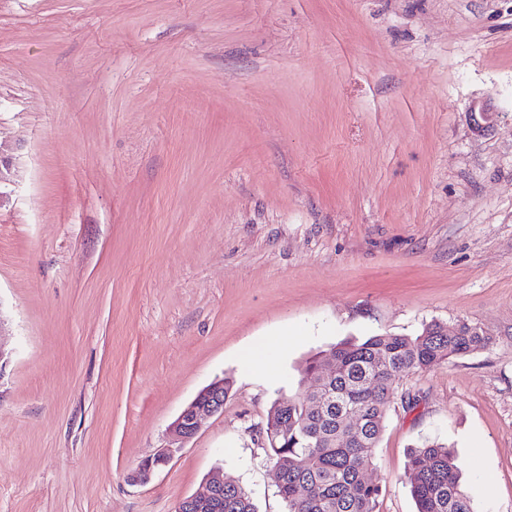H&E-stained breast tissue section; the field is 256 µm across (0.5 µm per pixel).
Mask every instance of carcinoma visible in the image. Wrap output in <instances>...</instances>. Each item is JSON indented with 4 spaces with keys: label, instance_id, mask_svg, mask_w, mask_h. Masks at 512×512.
Masks as SVG:
<instances>
[{
    "label": "carcinoma",
    "instance_id": "1",
    "mask_svg": "<svg viewBox=\"0 0 512 512\" xmlns=\"http://www.w3.org/2000/svg\"><path fill=\"white\" fill-rule=\"evenodd\" d=\"M457 325L455 336L448 335V325L431 323L414 337L378 334L341 342L306 364L309 375L336 361L323 385V396L336 413L319 411L310 396L278 400L268 413V425L288 416V433L267 439L266 448L287 512H376L382 485L366 481L364 471L375 467V448L400 379L490 343L481 328L464 320ZM347 409L360 415V429L342 425L337 413ZM407 482L417 512H473L461 490L456 456L446 446L432 443L413 449ZM300 487L306 490L302 497L297 496ZM222 512L257 508L249 493L229 483L224 485Z\"/></svg>",
    "mask_w": 512,
    "mask_h": 512
}]
</instances>
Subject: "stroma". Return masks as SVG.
<instances>
[{
    "instance_id": "1",
    "label": "stroma",
    "mask_w": 512,
    "mask_h": 512,
    "mask_svg": "<svg viewBox=\"0 0 512 512\" xmlns=\"http://www.w3.org/2000/svg\"><path fill=\"white\" fill-rule=\"evenodd\" d=\"M0 151V512H176L217 468L285 512L261 431L306 361L461 320L493 342L401 379L376 512L426 442L512 512V0H0ZM229 390L230 384L224 380L215 381L201 390L172 423L171 434L175 440L188 441L209 418L224 412V400ZM162 449L155 453L153 456L144 459L138 468L130 474V480L135 483H144L147 482L156 470L165 467L170 459V449L169 448H179V447H163Z\"/></svg>"
}]
</instances>
